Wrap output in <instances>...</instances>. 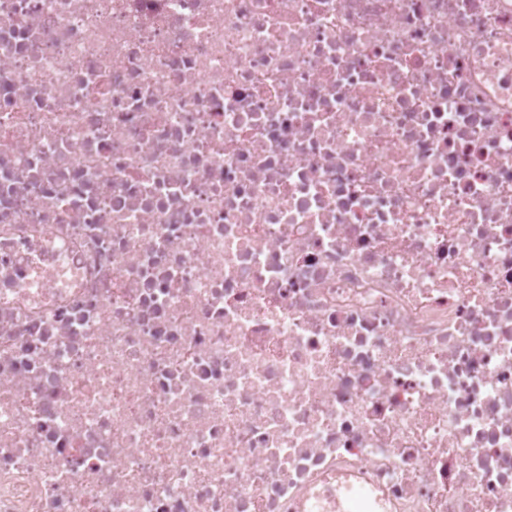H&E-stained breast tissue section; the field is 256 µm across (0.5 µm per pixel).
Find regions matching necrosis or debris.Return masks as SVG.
<instances>
[{
  "instance_id": "obj_1",
  "label": "necrosis or debris",
  "mask_w": 512,
  "mask_h": 512,
  "mask_svg": "<svg viewBox=\"0 0 512 512\" xmlns=\"http://www.w3.org/2000/svg\"><path fill=\"white\" fill-rule=\"evenodd\" d=\"M512 512V0H0V512Z\"/></svg>"
}]
</instances>
